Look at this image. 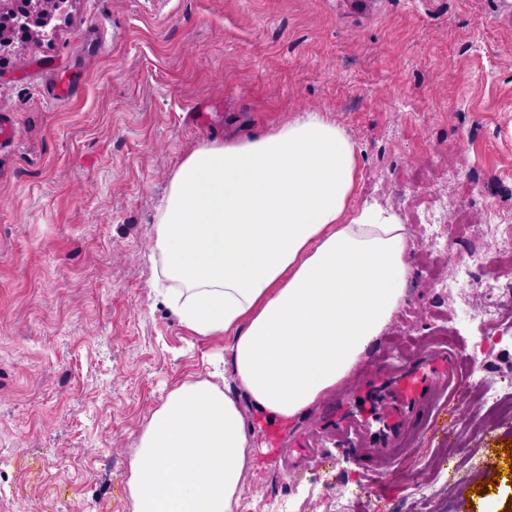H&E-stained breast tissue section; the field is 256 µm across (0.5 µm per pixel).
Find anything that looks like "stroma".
Listing matches in <instances>:
<instances>
[{"label": "stroma", "instance_id": "1", "mask_svg": "<svg viewBox=\"0 0 512 512\" xmlns=\"http://www.w3.org/2000/svg\"><path fill=\"white\" fill-rule=\"evenodd\" d=\"M55 25L0 50V115L13 125L0 146V483L12 489L0 512H130L151 413L210 379L230 343L155 296L156 206L197 144L306 110L353 142L352 204L405 224L414 278L334 394L259 431L268 451L236 512H512V413L483 398L512 397V294L496 286L512 256L493 233L512 213V0H65ZM48 61L73 74V97L50 98ZM422 195L469 223L431 246ZM455 263L472 271L460 295L440 286ZM450 344L454 402L362 469L336 434L337 400L381 361Z\"/></svg>", "mask_w": 512, "mask_h": 512}]
</instances>
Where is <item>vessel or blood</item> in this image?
<instances>
[{"label": "vessel or blood", "mask_w": 512, "mask_h": 512, "mask_svg": "<svg viewBox=\"0 0 512 512\" xmlns=\"http://www.w3.org/2000/svg\"><path fill=\"white\" fill-rule=\"evenodd\" d=\"M381 382L390 399V410H380L370 400L355 407L342 399L336 406V430L355 439V453L366 467L373 459L392 454L400 435L427 419L426 406L435 394L457 393L458 358L450 348L427 353L405 371L382 377Z\"/></svg>", "instance_id": "1"}]
</instances>
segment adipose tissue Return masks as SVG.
Wrapping results in <instances>:
<instances>
[{"instance_id":"obj_1","label":"adipose tissue","mask_w":512,"mask_h":512,"mask_svg":"<svg viewBox=\"0 0 512 512\" xmlns=\"http://www.w3.org/2000/svg\"><path fill=\"white\" fill-rule=\"evenodd\" d=\"M356 152L317 112L206 143L154 221L156 290L200 336H227L234 386L173 390L130 462L131 512H234L259 449L246 411L306 417L373 350L404 303L412 243L381 208L352 210Z\"/></svg>"}]
</instances>
